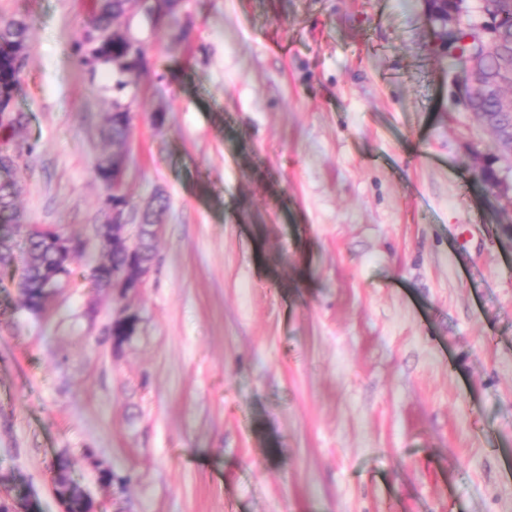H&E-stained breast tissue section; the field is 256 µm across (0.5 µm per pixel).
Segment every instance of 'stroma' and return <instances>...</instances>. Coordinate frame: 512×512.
<instances>
[{
	"mask_svg": "<svg viewBox=\"0 0 512 512\" xmlns=\"http://www.w3.org/2000/svg\"><path fill=\"white\" fill-rule=\"evenodd\" d=\"M92 5L0 0L31 22L15 211L88 244L39 317L0 269V484L61 512L64 451L103 512H512V210L421 0H186L185 40L145 34L126 193L168 210L120 302L89 280ZM469 160L474 170L478 173L480 180L485 183L490 192L504 202L505 207H512V184L508 175L499 176L494 182H485L482 177V168L486 163L488 151L485 147L473 144L469 147ZM150 271L151 266L141 270L132 281L127 279V275L116 278V286L112 288V296L122 299L130 294L140 292L146 286Z\"/></svg>",
	"mask_w": 512,
	"mask_h": 512,
	"instance_id": "stroma-1",
	"label": "stroma"
}]
</instances>
